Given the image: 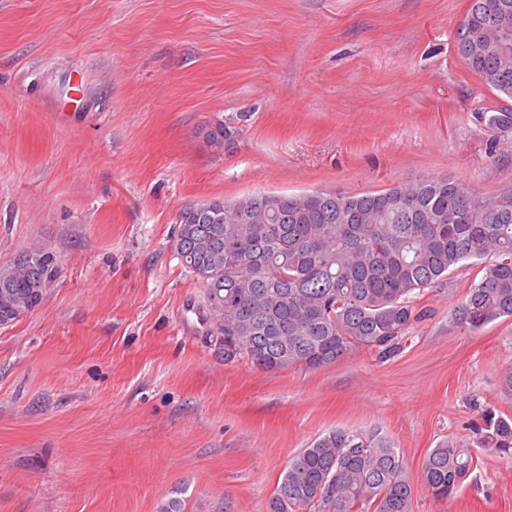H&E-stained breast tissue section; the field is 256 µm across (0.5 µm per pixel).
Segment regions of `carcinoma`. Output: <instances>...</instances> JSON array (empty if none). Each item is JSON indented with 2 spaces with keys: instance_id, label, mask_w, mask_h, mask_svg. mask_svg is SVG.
I'll return each instance as SVG.
<instances>
[{
  "instance_id": "obj_1",
  "label": "carcinoma",
  "mask_w": 512,
  "mask_h": 512,
  "mask_svg": "<svg viewBox=\"0 0 512 512\" xmlns=\"http://www.w3.org/2000/svg\"><path fill=\"white\" fill-rule=\"evenodd\" d=\"M466 19L468 69L511 98L512 0H469ZM175 248L204 286L200 309L226 363L277 371L319 368L356 346L386 354L424 314V291L468 261L481 276L456 309L458 326L512 318V194L486 200L453 178L193 205L179 215ZM58 274L44 249L1 266L0 318L25 311ZM473 432L481 447L512 455V417L486 413ZM476 466L443 440L416 483L387 437L335 429L291 458L270 512H413L419 491L446 500Z\"/></svg>"
}]
</instances>
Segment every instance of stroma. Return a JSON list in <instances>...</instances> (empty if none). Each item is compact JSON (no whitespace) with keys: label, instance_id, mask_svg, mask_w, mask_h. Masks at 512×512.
<instances>
[{"label":"stroma","instance_id":"stroma-1","mask_svg":"<svg viewBox=\"0 0 512 512\" xmlns=\"http://www.w3.org/2000/svg\"><path fill=\"white\" fill-rule=\"evenodd\" d=\"M468 0H0V266L52 252L44 303L0 327V512H269L288 461L379 431L412 479L451 437L478 465L413 512H512V319L458 327L480 278L426 289L394 354L225 362L174 236L193 203L451 177L512 193V98L455 48ZM233 132L223 148L208 131ZM477 443L497 454L512 455V417L483 415L482 424L473 428Z\"/></svg>","mask_w":512,"mask_h":512}]
</instances>
